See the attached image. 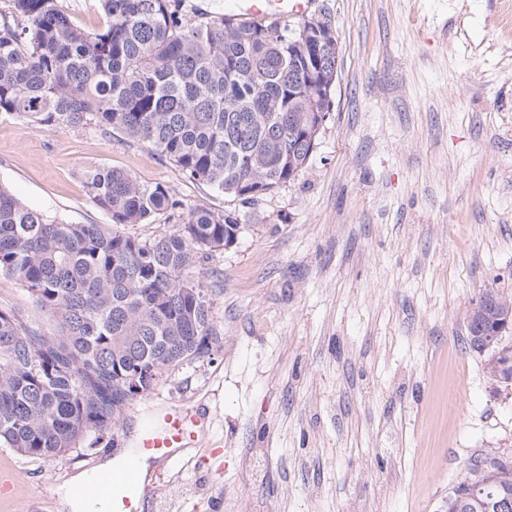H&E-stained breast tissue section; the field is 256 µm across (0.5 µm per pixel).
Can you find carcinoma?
Returning <instances> with one entry per match:
<instances>
[{
    "label": "carcinoma",
    "mask_w": 512,
    "mask_h": 512,
    "mask_svg": "<svg viewBox=\"0 0 512 512\" xmlns=\"http://www.w3.org/2000/svg\"><path fill=\"white\" fill-rule=\"evenodd\" d=\"M0 13V115L120 133L187 179L252 205L293 181L312 155L317 115L330 112L338 40L214 15L187 0H99L101 28L76 27L56 0H8ZM108 224H70L0 185V275L15 279L52 323L0 308V445L32 459L112 433V410L133 402L119 373L174 368L221 342L216 290L200 268L224 250L232 211L184 210L171 188L116 169L83 173ZM173 228L123 231L158 217ZM470 323L500 334L485 352L491 381L512 384V294ZM446 512H512V459L486 452L465 465Z\"/></svg>",
    "instance_id": "carcinoma-1"
}]
</instances>
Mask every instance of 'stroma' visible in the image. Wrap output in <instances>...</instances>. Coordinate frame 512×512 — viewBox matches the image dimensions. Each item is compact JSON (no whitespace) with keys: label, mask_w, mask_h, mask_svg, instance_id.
Returning a JSON list of instances; mask_svg holds the SVG:
<instances>
[{"label":"stroma","mask_w":512,"mask_h":512,"mask_svg":"<svg viewBox=\"0 0 512 512\" xmlns=\"http://www.w3.org/2000/svg\"><path fill=\"white\" fill-rule=\"evenodd\" d=\"M340 46L332 110L296 179L240 205L122 134L0 116V184L72 224L110 218L82 179L120 169L185 207L232 210L213 358L126 414L201 435L143 512H443L466 462L512 457V385L489 380L464 312L512 293V0H316ZM111 439L51 459L0 447V512H58L57 489Z\"/></svg>","instance_id":"1"}]
</instances>
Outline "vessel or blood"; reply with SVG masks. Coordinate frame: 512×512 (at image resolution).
I'll return each mask as SVG.
<instances>
[{
  "label": "vessel or blood",
  "mask_w": 512,
  "mask_h": 512,
  "mask_svg": "<svg viewBox=\"0 0 512 512\" xmlns=\"http://www.w3.org/2000/svg\"><path fill=\"white\" fill-rule=\"evenodd\" d=\"M313 0H233L231 8L244 21L269 18H303ZM197 424L185 410L165 412L158 425L145 428L136 439V449L112 476L100 479L98 493L109 504V512H140L154 488L152 479L142 477L143 460L167 463L176 449L190 446L198 438Z\"/></svg>",
  "instance_id": "b4317fda"
}]
</instances>
